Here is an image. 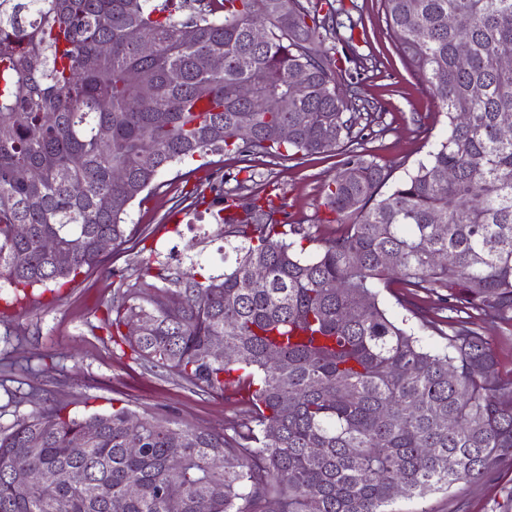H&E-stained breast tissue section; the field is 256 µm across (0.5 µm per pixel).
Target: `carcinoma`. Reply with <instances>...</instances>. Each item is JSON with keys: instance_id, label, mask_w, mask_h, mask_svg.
Returning <instances> with one entry per match:
<instances>
[{"instance_id": "cac0c4a2", "label": "carcinoma", "mask_w": 512, "mask_h": 512, "mask_svg": "<svg viewBox=\"0 0 512 512\" xmlns=\"http://www.w3.org/2000/svg\"><path fill=\"white\" fill-rule=\"evenodd\" d=\"M187 2L0 0V278L18 291L64 287L97 261L99 239L123 241L130 206L162 187V171L213 152L342 149L324 207L353 222L309 253L311 234L278 223L272 197L230 198L222 180L211 199L195 194L187 208L224 226L234 263L203 281L194 262L151 257L133 282L115 271L107 326L151 368L226 400L235 386L247 422L228 434L126 407L82 418L50 407L0 432V512H260L270 496L281 512H392L397 482L424 498L493 474L512 460V381L465 314L512 321V140L498 136L512 68L495 56L512 45V0H382L403 66L448 119L383 195L388 175L355 132L380 113L347 81L346 64L365 70L370 58L326 45L357 27L352 17L340 21L331 0ZM255 24L269 30L260 45ZM145 33L151 55L138 49ZM212 54L224 70L204 67ZM244 85L266 111H248ZM144 86L155 92L145 112L133 107ZM257 266L264 288L252 286ZM394 285L448 292L457 317L443 344L383 307ZM33 467L42 480L19 491Z\"/></svg>"}]
</instances>
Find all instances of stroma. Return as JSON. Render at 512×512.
<instances>
[{
  "label": "stroma",
  "instance_id": "35a3bbf8",
  "mask_svg": "<svg viewBox=\"0 0 512 512\" xmlns=\"http://www.w3.org/2000/svg\"><path fill=\"white\" fill-rule=\"evenodd\" d=\"M361 28L340 29L353 37L360 53L375 57L373 68L358 74L362 94L381 105L382 131L366 134L365 146L390 182L423 159L446 122L438 101L404 68L390 38L379 0H340ZM343 156L328 153L285 159L259 156L243 161L236 154H211L204 164L188 161L164 170L150 199L133 206L127 242L110 246L99 262L84 269L59 295L36 293L11 305L12 290L0 282V431L17 419L55 405L86 416L125 406L160 418L176 417L200 428L231 432L246 420L245 407L184 384L178 377L151 369L131 354L113 348L102 321L117 286V270L133 274L142 245L158 248L162 259L199 257L206 272H220L224 241L221 228L204 210L179 213L183 197L208 187L210 176L227 178L228 188L274 195L281 220L309 230L318 241L336 237L339 224L324 223V189L341 169ZM398 316L428 336L446 327L437 294L419 291L408 307L387 296ZM395 512H512V461L488 478L462 482L450 491L424 498L398 497Z\"/></svg>",
  "mask_w": 512,
  "mask_h": 512
}]
</instances>
